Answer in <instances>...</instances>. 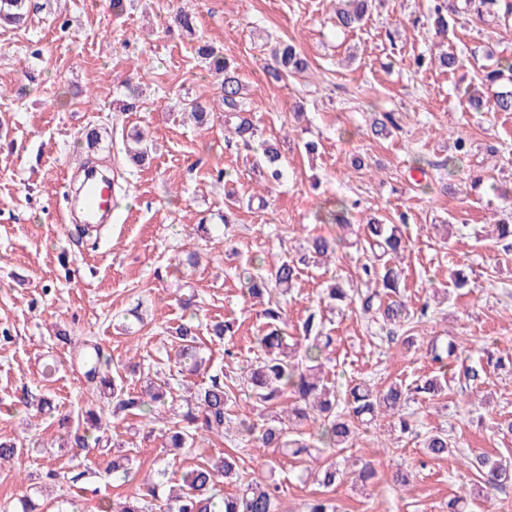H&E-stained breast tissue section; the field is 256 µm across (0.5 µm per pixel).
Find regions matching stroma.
Returning <instances> with one entry per match:
<instances>
[{
	"mask_svg": "<svg viewBox=\"0 0 512 512\" xmlns=\"http://www.w3.org/2000/svg\"><path fill=\"white\" fill-rule=\"evenodd\" d=\"M27 22L0 28V439H18L21 456L0 461V512L18 498L37 500L39 512H56L60 496L80 484L81 512L100 501L129 495L133 485L165 458V422L148 423L123 412L102 418L106 448L86 454L66 447L59 414L78 417L95 403L74 348L95 338L125 381L169 371L170 329L194 296L202 326V369L186 376L192 388L226 368L225 349L251 357L252 338L264 325L261 305L244 295L237 269L251 257L295 251L328 227L314 221L323 197L358 200L347 245L335 261L302 270L286 295L288 333L298 336L306 317L332 281L350 285L361 256L355 245L369 217L407 212L409 248L396 260L404 271L400 293L410 309L428 315L410 331L413 346L389 340L357 309L325 313L336 344L323 361L326 381L344 390L352 380L383 388L412 385L434 374L431 344L455 342L456 376L436 399L420 395L403 408L417 435L400 433L391 418L360 433L348 461H374L378 477L361 486L346 477L331 497L337 512H448L461 497L468 512H512V482L482 487L464 464L472 454L512 460V435L498 423L512 420V250L482 242L480 231L512 213V112H472L459 96L483 68L512 50V26L481 22L459 10L447 35L429 17L431 0H374L365 24L348 33L331 21L333 0H33ZM194 13V32L176 27L178 7ZM293 39L309 70L281 82L265 68L275 41ZM233 58L261 138L279 147L286 180L263 208L249 206L264 193L250 152L237 148L215 112L207 126L182 120L186 99L213 101L217 79L201 67L199 44ZM443 43L459 58L451 72L415 71L418 55ZM139 95L130 98L128 85ZM304 115L294 119L293 105ZM402 115V129L386 138L369 130V103ZM101 131L94 148L79 145L87 127ZM153 141L139 166L126 159L135 130ZM471 150L463 174L443 176L453 136ZM320 141L317 153L299 144ZM362 167H354V158ZM108 165L122 185L121 206L98 240H76L66 219L68 168L84 160ZM234 171V182L215 173ZM237 202L230 237L213 230L226 193ZM199 255L189 267L188 253ZM464 271L469 288L451 275ZM238 324L234 337L217 341L215 321ZM482 365L479 383L465 381L462 365ZM48 398L51 410L25 411L23 392ZM448 430L456 446L442 460L425 457L421 432ZM227 453L238 456L245 478L280 487L281 512H305L322 492L304 469L307 458L283 456L254 443L202 436L171 467L179 481L186 466ZM132 458L129 479L112 476L113 455ZM412 471L409 485L392 481Z\"/></svg>",
	"mask_w": 512,
	"mask_h": 512,
	"instance_id": "obj_1",
	"label": "stroma"
}]
</instances>
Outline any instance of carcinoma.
Returning <instances> with one entry per match:
<instances>
[{
	"label": "carcinoma",
	"mask_w": 512,
	"mask_h": 512,
	"mask_svg": "<svg viewBox=\"0 0 512 512\" xmlns=\"http://www.w3.org/2000/svg\"><path fill=\"white\" fill-rule=\"evenodd\" d=\"M431 17L436 28L448 32V13L455 11L451 0H432ZM31 0H0V22L16 25L24 21ZM372 0H337L335 27L341 31L358 28L369 13ZM465 7L476 18L486 16L497 19H512V0H465ZM196 54L207 72L222 78V105L224 123L233 129L236 146L245 150L260 148L255 156L254 167L263 171L265 190L278 186L284 176L281 151L276 145L257 139L258 129L253 123L247 102L243 97L242 84L234 62L224 56L218 48L203 43ZM272 64L267 67L271 77L280 80L287 76L304 73L309 61L291 40L275 42L270 50ZM436 63L443 70H454L458 57L448 52L438 58L419 55L414 60L415 71L419 72ZM481 84L487 88L484 96L467 98L469 109L474 112H512V56L501 57L496 67L482 70ZM183 110L199 126L207 123L210 112L207 106L193 99L184 104ZM398 128L392 112H381L371 125V132L378 138H385ZM135 147L129 149L136 162L144 159L149 145L146 133L138 130L132 135ZM455 155L442 162L448 169V177L461 174L458 166L459 155L468 152V141L458 137L454 142ZM358 205L347 197L326 198L317 206L315 221L319 224L337 225L341 228L350 225V216ZM407 214L398 212L385 223L372 217L364 225L362 248L363 259L356 266V275L369 290L354 296L335 284L325 290L319 302L331 310H339L345 304L360 302L364 317L380 325L381 328L411 329L414 320L428 315V307L410 311L406 303L398 298L402 270L390 263L389 256L407 247L403 227ZM344 247L342 237L319 234L311 236L300 246L299 253L279 258L269 265L268 272L259 269L258 264L248 260L238 273L244 282L247 295L263 301L266 326L255 337L258 354L252 361L240 368L238 382L230 385L224 377L210 376L209 383L199 389L196 395L186 400V409L173 412L168 433L166 454L172 460L193 446L195 435L199 433L227 436L234 434L240 440L252 441L261 447L282 448L297 457L306 454L313 457L312 448H348L363 428H368L381 417L399 414V408L411 398V394H426L439 397L447 387V359L455 353L451 345L444 352L432 351V361L439 364V373L426 378L410 388L393 382L384 389L377 390L367 382L353 384L340 399L320 375L319 361L335 342L326 332L322 323L311 316L301 327L304 348L295 347L286 341L287 333L281 327L283 320L282 297L298 278L300 267L318 258L331 257ZM199 324L195 317L184 318L172 331L174 342L178 344L177 373L194 374L201 366L196 347ZM85 378L95 384L99 398L112 406L115 412L136 411L144 418L159 415L162 409L173 402V386L169 379L159 376L150 378L141 391L129 392L120 376H109L111 356L97 343H83L81 347ZM245 393L258 407L279 404L285 400L288 406L282 410L283 417L273 423L256 426L246 418L233 414L237 405L236 391ZM60 426L66 428L71 446L79 449L90 447L88 436L82 432L83 422L73 423L64 415L59 419ZM309 425L304 433L301 427ZM454 442L448 431L437 428L426 433L423 439L424 454L430 459H443L451 452ZM171 460H164L157 469L146 475L135 491L124 501L113 507L103 501L100 512H279L280 487L263 479L242 481L236 458L224 455L214 463L197 464L186 471L182 482L169 488L163 494L164 479L168 475ZM479 478L486 486H498L512 479V466L498 459L478 454L470 462ZM346 472L334 461H325L317 473V481L324 489L336 487ZM230 480L244 483L235 492H225L219 483Z\"/></svg>",
	"instance_id": "carcinoma-1"
}]
</instances>
